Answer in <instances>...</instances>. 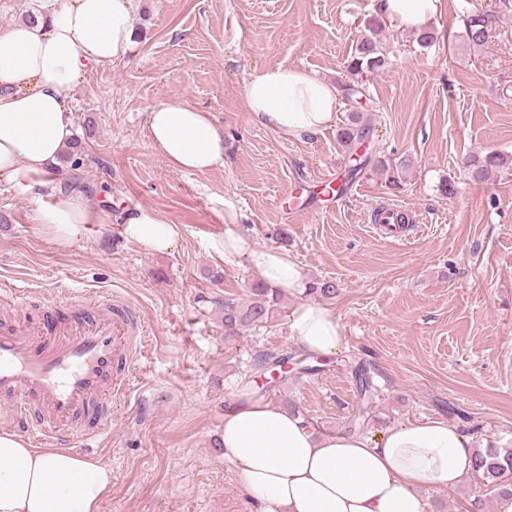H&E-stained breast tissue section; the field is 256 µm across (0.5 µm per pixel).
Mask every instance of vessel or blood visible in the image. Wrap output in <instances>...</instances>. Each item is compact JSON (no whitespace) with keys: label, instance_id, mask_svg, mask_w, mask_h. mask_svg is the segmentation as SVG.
Instances as JSON below:
<instances>
[{"label":"vessel or blood","instance_id":"vessel-or-blood-1","mask_svg":"<svg viewBox=\"0 0 512 512\" xmlns=\"http://www.w3.org/2000/svg\"><path fill=\"white\" fill-rule=\"evenodd\" d=\"M91 317L73 328L0 323V405L20 430L51 447H69L105 427L129 389V370L146 332L117 294L91 298Z\"/></svg>","mask_w":512,"mask_h":512}]
</instances>
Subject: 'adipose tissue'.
Listing matches in <instances>:
<instances>
[{
	"instance_id": "ef3b65f1",
	"label": "adipose tissue",
	"mask_w": 512,
	"mask_h": 512,
	"mask_svg": "<svg viewBox=\"0 0 512 512\" xmlns=\"http://www.w3.org/2000/svg\"><path fill=\"white\" fill-rule=\"evenodd\" d=\"M443 0H379L396 28L418 32ZM137 0H63L36 23L19 22L0 34V180L46 184L74 135L67 92L88 65H110L132 52ZM251 120L286 139L331 125L336 88L310 73L275 64L254 73L244 88ZM148 135L176 170L203 173L224 162V132L195 106L160 102L148 115ZM239 203L224 200L229 228L214 245L225 263L246 262L270 286L299 297L289 332L307 353L328 355L343 342L332 308L305 300L311 282L281 249L252 248L232 231ZM89 213L74 194H58L37 221L58 242H72ZM146 251H172L175 224L149 209L123 226ZM224 457L257 512H427L426 487L452 490L472 471L478 443L448 421L428 418L390 427L380 439L360 433L315 435L298 414L261 400L224 414ZM112 489V469L63 449H43L0 431V512H98Z\"/></svg>"
}]
</instances>
